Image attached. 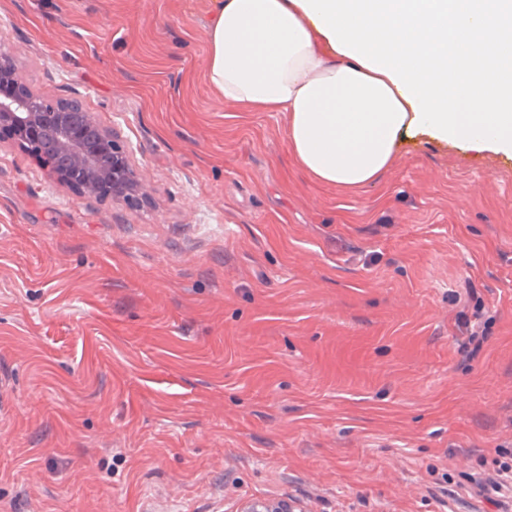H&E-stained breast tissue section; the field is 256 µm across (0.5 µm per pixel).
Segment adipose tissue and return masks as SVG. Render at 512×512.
I'll use <instances>...</instances> for the list:
<instances>
[{
  "mask_svg": "<svg viewBox=\"0 0 512 512\" xmlns=\"http://www.w3.org/2000/svg\"><path fill=\"white\" fill-rule=\"evenodd\" d=\"M206 79L287 116L313 181L373 185L419 136L512 156V0H213Z\"/></svg>",
  "mask_w": 512,
  "mask_h": 512,
  "instance_id": "adipose-tissue-1",
  "label": "adipose tissue"
}]
</instances>
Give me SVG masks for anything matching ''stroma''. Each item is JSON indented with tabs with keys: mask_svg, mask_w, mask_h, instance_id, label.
Here are the masks:
<instances>
[{
	"mask_svg": "<svg viewBox=\"0 0 512 512\" xmlns=\"http://www.w3.org/2000/svg\"><path fill=\"white\" fill-rule=\"evenodd\" d=\"M210 7L0 0L23 81L148 195L77 194L0 132V512L512 508V157L422 140L314 183L284 113L212 94ZM238 512H304L295 502L288 500L246 499L240 502Z\"/></svg>",
	"mask_w": 512,
	"mask_h": 512,
	"instance_id": "obj_1",
	"label": "stroma"
}]
</instances>
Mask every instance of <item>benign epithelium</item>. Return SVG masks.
<instances>
[{"label": "benign epithelium", "instance_id": "benign-epithelium-1", "mask_svg": "<svg viewBox=\"0 0 512 512\" xmlns=\"http://www.w3.org/2000/svg\"><path fill=\"white\" fill-rule=\"evenodd\" d=\"M24 136L30 152L46 160L57 180L78 194H94L112 182V198L134 202L144 195L143 179L115 137L86 110L67 102L50 104L22 81L12 55L0 47V126ZM237 512H304L288 500L246 499Z\"/></svg>", "mask_w": 512, "mask_h": 512}]
</instances>
